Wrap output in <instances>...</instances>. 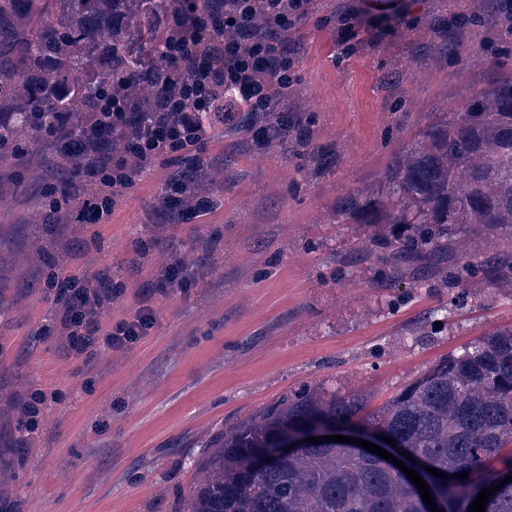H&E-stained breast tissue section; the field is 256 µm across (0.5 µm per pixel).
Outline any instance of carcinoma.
Returning <instances> with one entry per match:
<instances>
[{
  "instance_id": "cac0c4a2",
  "label": "carcinoma",
  "mask_w": 512,
  "mask_h": 512,
  "mask_svg": "<svg viewBox=\"0 0 512 512\" xmlns=\"http://www.w3.org/2000/svg\"><path fill=\"white\" fill-rule=\"evenodd\" d=\"M183 9L184 0H0V141L12 146L0 151V165L20 160L38 181L48 166L66 183L74 159L117 151L125 132L101 127L90 146L86 117L105 94H124L128 129L145 123L173 74L163 39ZM501 9L500 0H467L459 27L444 40L446 16L433 10L406 37L436 61L499 29ZM414 63L396 60L389 82L403 81ZM33 139L41 150H24ZM175 176L185 188L180 209L188 212L222 173L195 168ZM68 220L64 210L33 211L22 263L63 259L57 229ZM325 220L373 227L366 248L417 283L439 275L461 296L477 278L488 288H512V253L465 247L477 229L512 235V73L436 114L374 183L339 196ZM365 409L360 395L338 398L312 387L226 427L198 463L183 512H431L409 478L348 443L279 454L284 440L352 422ZM362 425L447 475H422L438 509L468 512L478 493L456 474L481 470L512 446V328L439 360ZM501 462L483 488L512 475V454ZM485 512H512V482Z\"/></svg>"
}]
</instances>
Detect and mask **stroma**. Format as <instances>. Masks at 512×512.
<instances>
[{
    "label": "stroma",
    "instance_id": "obj_1",
    "mask_svg": "<svg viewBox=\"0 0 512 512\" xmlns=\"http://www.w3.org/2000/svg\"><path fill=\"white\" fill-rule=\"evenodd\" d=\"M348 2L313 0L295 35L304 126L313 146L339 154L321 172L287 142L255 141L236 111L197 148L224 172L204 216L154 211L173 173L160 158L110 223L72 219L61 236L75 226L78 241L61 264L37 268L18 255L33 203L49 196L21 185L0 210V394L51 396L35 431L23 415L0 416V505L10 512H180L225 426L310 386L358 390L378 407L433 363L512 326V288L477 283L459 296L435 279L409 285L363 250L361 225L321 222L435 113L486 86L496 64L512 71V53L494 44L387 84L405 45L386 10L410 28L436 6L461 11L463 0H361L360 43L344 56L336 17ZM176 253L192 264L190 284L153 296L145 338L90 357L70 349L51 272L111 267L124 290L117 321Z\"/></svg>",
    "mask_w": 512,
    "mask_h": 512
}]
</instances>
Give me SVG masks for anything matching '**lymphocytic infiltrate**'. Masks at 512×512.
<instances>
[{"mask_svg":"<svg viewBox=\"0 0 512 512\" xmlns=\"http://www.w3.org/2000/svg\"><path fill=\"white\" fill-rule=\"evenodd\" d=\"M258 0H224L222 14L189 9L166 35L173 84L158 94L161 114L151 126L128 138L120 154L106 163L87 160L100 187L94 200L84 202L81 218L106 224L117 202L145 176L153 159L169 153H192L206 133L199 116L216 109L218 101L247 108L248 131L277 139L288 131V115L276 111L297 82L298 58L291 49L297 25L310 11L311 0H259L264 5L266 30L252 31V11ZM187 265L180 256L157 272L129 316L113 321L112 303L123 290L112 283L111 268L95 274L53 273L49 285L66 305L64 320L70 345L91 354L99 347L115 352L128 349L146 336L155 323L150 295L187 285Z\"/></svg>","mask_w":512,"mask_h":512,"instance_id":"f902f5d3","label":"lymphocytic infiltrate"}]
</instances>
